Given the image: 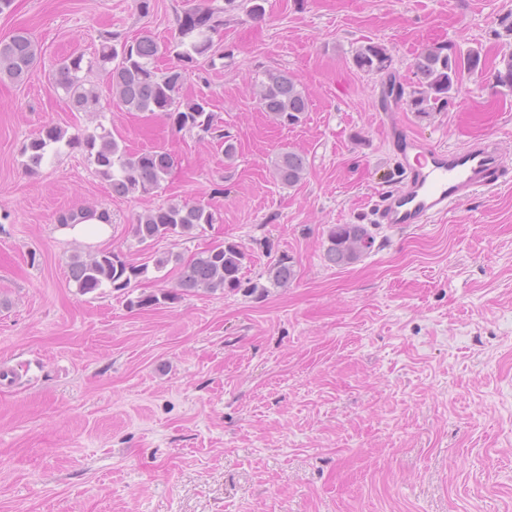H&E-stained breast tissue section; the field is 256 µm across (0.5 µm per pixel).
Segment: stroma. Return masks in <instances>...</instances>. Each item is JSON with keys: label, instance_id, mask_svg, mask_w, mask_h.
Segmentation results:
<instances>
[{"label": "stroma", "instance_id": "stroma-1", "mask_svg": "<svg viewBox=\"0 0 512 512\" xmlns=\"http://www.w3.org/2000/svg\"><path fill=\"white\" fill-rule=\"evenodd\" d=\"M186 5L13 0L0 14V39L24 30L38 48L24 82H0V368L17 375L0 381V512H512V167L437 222L375 221L405 178L384 118L451 148L489 135L512 158V90L494 78L512 54V0H267L264 20L237 13L182 89L236 139L229 166L216 142L113 107L104 72L88 75L99 105L87 111L52 79L62 58L93 59L104 32L166 41ZM369 41L389 71L354 66ZM433 45L478 49L483 69L422 116L406 97L417 50ZM267 68L300 81L302 124L261 111ZM47 126L105 129L175 164L157 192L116 198L84 148L27 168L23 147ZM288 149L308 161L293 188L269 173ZM180 200L208 202L215 222L138 243L135 214ZM84 206L110 212L107 237L58 224ZM333 224L368 225L360 261H325ZM217 241L247 253L246 278L284 255L295 278L262 296L180 297L178 268H151ZM100 251L149 265L147 278L79 293L71 258ZM144 292L176 298L131 307Z\"/></svg>", "mask_w": 512, "mask_h": 512}]
</instances>
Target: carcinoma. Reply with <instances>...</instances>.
I'll return each instance as SVG.
<instances>
[{
	"label": "carcinoma",
	"instance_id": "obj_1",
	"mask_svg": "<svg viewBox=\"0 0 512 512\" xmlns=\"http://www.w3.org/2000/svg\"><path fill=\"white\" fill-rule=\"evenodd\" d=\"M266 2L224 0L221 7L202 0L189 5L177 17L176 34L163 45L148 33L130 41L119 32H108L102 36L97 57L87 66H82L80 56L59 64L56 85L73 109L86 110L97 105L98 95L94 87L87 86V78L80 72L105 70L112 84L113 100L120 108L127 112H158L177 132L196 129L224 146V158L231 161L237 154L236 140L224 132L216 115L208 111V101L203 97L184 100L180 93L199 61L214 56V35L224 27L226 17L243 12L261 20L266 14ZM162 51L173 55L175 62L160 71L155 68L154 59ZM36 61L37 49L27 33L18 32L0 40V82L25 80ZM353 64L366 73H383L391 67L392 58L383 44L368 42L355 51ZM481 65V54L474 49L445 53L441 47L423 48L413 62L417 88L410 96V108L427 114L435 106L448 103L464 74L479 70ZM500 65L495 73L496 83L512 90V54L503 57ZM257 98L261 110L283 126L300 124L309 111V99L300 82L279 71L265 72ZM62 142L84 147L94 174L107 182L112 194L119 197L136 192L149 194L160 188L175 163L173 156L163 149L130 151L104 129L68 137L65 130L54 126L45 128L25 146L29 169H39L48 148ZM307 168L306 156L296 151L280 152L271 160L273 178L288 187L298 185L305 178ZM214 221V213L201 201H172L137 214L133 234L139 243L148 244L170 236H189L198 226ZM373 241L371 231L364 224H333L326 233L325 259L336 267L351 265L371 248ZM246 259L247 254L239 245L225 243L213 245L186 262L178 254L161 253L154 257L153 265L158 272L171 263L178 266V287L183 292L213 293L242 288L248 293L266 291V286L259 282L243 280ZM147 272L148 265L128 264L112 252H100L85 259L76 256L69 265L70 281L83 294L106 284L125 289ZM266 275L272 285L284 287L295 277L294 264L284 257L270 265ZM176 298V294L143 293L130 304L145 308Z\"/></svg>",
	"mask_w": 512,
	"mask_h": 512
}]
</instances>
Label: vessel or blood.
<instances>
[{"mask_svg": "<svg viewBox=\"0 0 512 512\" xmlns=\"http://www.w3.org/2000/svg\"><path fill=\"white\" fill-rule=\"evenodd\" d=\"M388 135L403 160L404 185L384 197L376 221L388 226L428 224L480 192L498 187L506 157L492 137L444 149L411 137L398 124Z\"/></svg>", "mask_w": 512, "mask_h": 512, "instance_id": "obj_1", "label": "vessel or blood"}]
</instances>
